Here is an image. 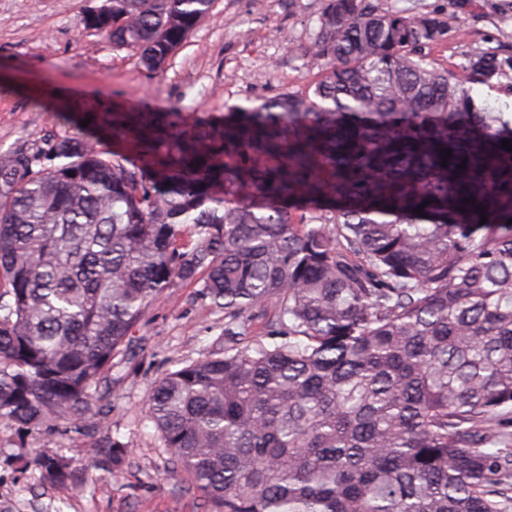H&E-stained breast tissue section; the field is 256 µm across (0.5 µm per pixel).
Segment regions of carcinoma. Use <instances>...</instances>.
Listing matches in <instances>:
<instances>
[{
  "label": "carcinoma",
  "mask_w": 512,
  "mask_h": 512,
  "mask_svg": "<svg viewBox=\"0 0 512 512\" xmlns=\"http://www.w3.org/2000/svg\"><path fill=\"white\" fill-rule=\"evenodd\" d=\"M212 2L112 0L95 31L151 75ZM452 28L328 0L309 91L190 129L114 113L137 163L80 128L0 154V420L83 419L148 307L199 283L224 351L163 376L149 413L203 512H508L512 118L471 85L512 91V54L460 80L430 58ZM270 305L277 334L232 330Z\"/></svg>",
  "instance_id": "carcinoma-1"
}]
</instances>
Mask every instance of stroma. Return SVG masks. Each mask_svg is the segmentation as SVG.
<instances>
[{
  "label": "stroma",
  "mask_w": 512,
  "mask_h": 512,
  "mask_svg": "<svg viewBox=\"0 0 512 512\" xmlns=\"http://www.w3.org/2000/svg\"><path fill=\"white\" fill-rule=\"evenodd\" d=\"M405 16L453 15L448 38L431 51L440 65L460 70L479 51H512V0H373ZM95 0H0V154L47 151L68 135L63 114H92L110 125L116 112H175L182 124L223 118L317 82L324 68L309 47L326 0H214L171 55L149 75L139 55L115 48L83 26ZM99 385L91 415L79 425L47 420L26 431L0 422V512H202L188 474L173 473L151 421V390L180 363L224 344V312L196 284L165 289L131 332ZM125 446L118 467L98 458L112 441ZM72 459L75 482L51 485L35 454Z\"/></svg>",
  "instance_id": "stroma-1"
}]
</instances>
